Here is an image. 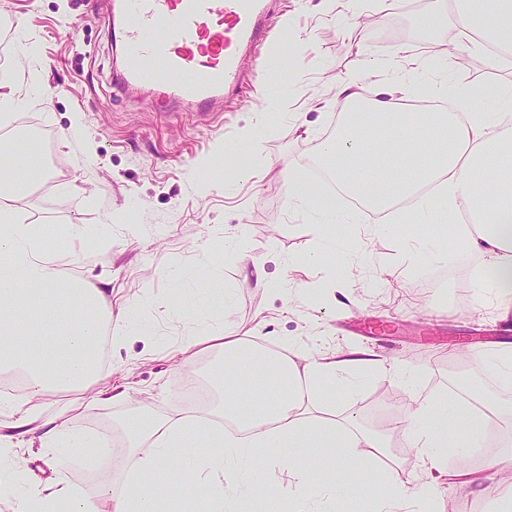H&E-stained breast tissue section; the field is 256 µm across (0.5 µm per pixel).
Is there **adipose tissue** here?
<instances>
[{
    "label": "adipose tissue",
    "instance_id": "obj_1",
    "mask_svg": "<svg viewBox=\"0 0 512 512\" xmlns=\"http://www.w3.org/2000/svg\"><path fill=\"white\" fill-rule=\"evenodd\" d=\"M452 23L468 40L488 38L512 47V0H460L455 16L436 11L421 21L442 44ZM334 91L337 107L366 119L341 124L320 143L315 159L334 173L343 193L381 215L376 235L393 232L390 215L400 206L411 238L425 239L428 227L451 224L469 250L512 278V81L501 87L506 103L501 112L485 108L478 83L458 112L406 106L408 90L401 83L368 97L347 77L335 80ZM12 149L9 143L0 147V370L21 372L25 384L18 396L0 399V432L25 434L39 423L44 428L39 445L48 454L102 460L110 446L75 428L73 421L85 408L83 392L101 373L97 349L106 339L103 326L112 320V303L104 289L71 269L74 256L86 251L82 233L50 244L36 225L17 214L16 191L42 181L43 167L35 158L25 168L14 163ZM174 286L178 304L193 313L223 308L232 299L231 293H218L182 274L175 276ZM202 350L247 366L250 378H273L276 392L251 411L237 388L226 386L219 416L231 420L228 429L195 410L146 427L118 422L133 463L121 485H114L111 474L101 476L111 512H158L160 495L151 478L173 467L196 486L197 512H262L265 487L252 483L244 497L225 496L224 472L252 478L285 460L290 463L288 489L294 501L303 503V512H330L338 494L356 492V470L372 464L385 439L333 419L316 421L309 403L324 385L344 391L355 375L381 369L376 356L353 351L337 358L309 352L273 358L261 352L259 343L201 322L181 349L183 363ZM54 390L76 391L80 397L47 418L40 399ZM450 417L462 421V430L447 426ZM399 433L404 447L416 450L424 472L410 485L388 475L376 500L384 512L430 502L439 493L435 473L449 449L484 444L470 410L442 396L409 406ZM189 436L195 440L191 452L185 449ZM0 498L12 500L14 512H101L97 501L65 480L24 490L13 471H0Z\"/></svg>",
    "mask_w": 512,
    "mask_h": 512
}]
</instances>
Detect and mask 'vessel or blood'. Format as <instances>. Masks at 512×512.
I'll use <instances>...</instances> for the list:
<instances>
[{
    "label": "vessel or blood",
    "mask_w": 512,
    "mask_h": 512,
    "mask_svg": "<svg viewBox=\"0 0 512 512\" xmlns=\"http://www.w3.org/2000/svg\"><path fill=\"white\" fill-rule=\"evenodd\" d=\"M273 16L269 0H114L121 82L156 86L171 112L212 108L241 89L244 54L281 38Z\"/></svg>",
    "instance_id": "1"
}]
</instances>
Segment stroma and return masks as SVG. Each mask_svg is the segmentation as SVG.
<instances>
[{
	"mask_svg": "<svg viewBox=\"0 0 512 512\" xmlns=\"http://www.w3.org/2000/svg\"><path fill=\"white\" fill-rule=\"evenodd\" d=\"M441 6V0H392L386 8L379 0H277V18L298 37L289 79L277 87L275 109L265 111L254 87L274 78L268 59L278 47L268 46L264 59L247 63L254 86L234 101L219 127L201 110H157L152 85L118 83L122 57L106 18L110 0H0V19L10 20L12 33L5 48L11 64L0 70V81L20 88L15 121L39 128L57 162L53 181L21 193L18 210L45 234L76 227L95 239L83 273L90 284L111 288L112 328L122 327V306L136 302L156 330L107 352L98 384L123 383L126 399L113 406L91 402L78 427L108 431L145 408L157 418L187 409L188 381L210 380L218 361L212 354L184 365L177 355L203 320L247 341L264 337L274 354L292 343L327 355L366 348L414 369L410 384L365 373L349 392L321 390L311 407L317 417L392 440L389 452L369 468L363 495L339 496L336 512H371L370 497L381 491L387 473L404 481L421 475L423 464L414 449L402 446L395 422L415 399L447 393L448 369L460 364L462 354H475L468 364L473 375L491 374L487 359L494 343L512 342V315L501 316L492 299L443 302L438 271L453 264L463 272L479 265V258L462 250L408 257L402 235L373 234L370 212L352 211L349 222L336 227L322 266L303 265L325 244L309 227L308 208L293 202L294 190L281 171L314 154L344 122L332 86L356 72V46L347 31L357 23L373 41L401 44L423 60V69L407 78L411 96L441 88L457 101L481 83L485 102L496 100L497 85L512 76L511 67L472 48L465 68L451 72L442 55L414 36L421 15ZM359 75L371 93L394 77L389 70ZM263 111L267 121L254 144L244 132ZM75 112L83 115L84 140L67 145L62 132ZM88 147L97 156L91 167L82 162ZM104 224L111 233H101ZM228 241L234 245L229 253ZM178 273L231 289L230 306L192 320L173 296ZM300 282L322 287L324 300L297 292ZM482 456L479 450L465 458L449 451L448 473L466 466L477 471L479 482L459 487L442 480L431 512H490L500 476ZM18 464L30 483L62 478L86 496L99 494L90 468L69 457L43 456L23 436L0 444V468Z\"/></svg>",
	"mask_w": 512,
	"mask_h": 512,
	"instance_id": "obj_1",
	"label": "stroma"
}]
</instances>
